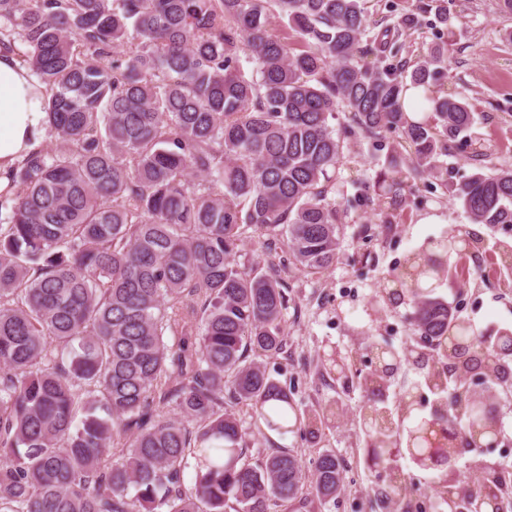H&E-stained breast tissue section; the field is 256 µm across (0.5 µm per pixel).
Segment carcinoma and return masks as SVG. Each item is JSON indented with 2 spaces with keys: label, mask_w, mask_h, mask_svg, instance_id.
I'll list each match as a JSON object with an SVG mask.
<instances>
[{
  "label": "carcinoma",
  "mask_w": 512,
  "mask_h": 512,
  "mask_svg": "<svg viewBox=\"0 0 512 512\" xmlns=\"http://www.w3.org/2000/svg\"><path fill=\"white\" fill-rule=\"evenodd\" d=\"M274 17L300 48L271 31ZM367 25L362 0H0V49H20L45 86L54 136L0 192V512H270L307 478L319 501L336 497L334 453L310 467L288 449L246 458L233 406L313 436L340 404L299 410L250 358L283 349L286 296L273 263L239 260L242 226L286 228L294 264L320 273L339 249L328 193L345 139L398 131L409 145L375 175L390 224L474 123L466 99L448 96L430 99L433 121L405 123L406 82L437 81L443 48L408 72L382 41L366 63ZM244 50L255 80L240 73ZM453 195L475 224H512V168L480 167ZM406 303L415 333L435 342L415 365L435 420L470 437L477 414L448 379L479 371L494 383L512 374V352L418 288ZM392 378L364 377L372 468L426 446L427 419L382 400ZM462 453L429 466L450 490ZM191 457L208 470L195 466L187 489ZM417 491L399 480L395 505Z\"/></svg>",
  "instance_id": "cac0c4a2"
}]
</instances>
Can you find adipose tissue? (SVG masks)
<instances>
[{"instance_id": "1", "label": "adipose tissue", "mask_w": 512, "mask_h": 512, "mask_svg": "<svg viewBox=\"0 0 512 512\" xmlns=\"http://www.w3.org/2000/svg\"><path fill=\"white\" fill-rule=\"evenodd\" d=\"M43 87L15 56L0 53V187L11 169L48 135Z\"/></svg>"}]
</instances>
